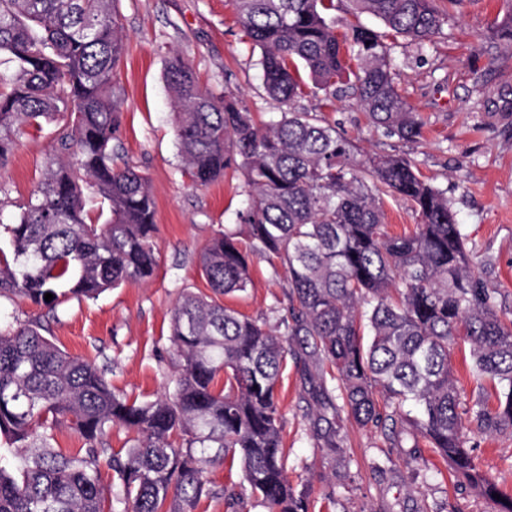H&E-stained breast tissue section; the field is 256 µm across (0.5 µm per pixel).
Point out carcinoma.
<instances>
[{
  "label": "carcinoma",
  "instance_id": "obj_1",
  "mask_svg": "<svg viewBox=\"0 0 512 512\" xmlns=\"http://www.w3.org/2000/svg\"><path fill=\"white\" fill-rule=\"evenodd\" d=\"M346 3L384 30L356 22L338 35L335 0H231L260 50L269 97L291 107L312 87L333 98L350 90L375 128L416 140L421 122L398 89L391 40H428L450 11L437 0ZM124 54L119 0H0V168L26 129L57 125L44 178L7 226L0 295L54 308L62 284L93 299L153 277L154 197L119 152ZM164 79L191 183L230 171L243 178L241 230L218 233L201 255L211 290L247 291L250 257L259 256L288 273L286 315L269 327L185 293L171 318L174 387L145 402L113 391L38 322L0 326V512H114L115 502L122 512H195L217 459L242 470L243 482L224 488L231 512H309L307 491L284 466L278 386L290 356L330 368L333 386L321 377L318 388L338 453L345 415L381 429L391 445L423 440L480 493H499L466 440L512 428V318L499 315L497 290L471 269L446 192L404 155L355 160L351 141L313 112L291 109L257 126L237 99L201 87L179 52ZM388 198L411 204L420 219L413 232L389 234ZM92 199L107 208L106 223L88 208ZM466 345L473 378L495 382L494 407L482 394L467 397L453 377L454 349ZM64 425L85 441L74 455L52 445ZM114 426L138 434L123 454L102 447ZM103 460L118 480L113 499Z\"/></svg>",
  "mask_w": 512,
  "mask_h": 512
}]
</instances>
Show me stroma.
Returning <instances> with one entry per match:
<instances>
[{
    "mask_svg": "<svg viewBox=\"0 0 512 512\" xmlns=\"http://www.w3.org/2000/svg\"><path fill=\"white\" fill-rule=\"evenodd\" d=\"M512 0H465L440 33L424 43L397 38L392 50L399 86L424 123L405 143L377 131L350 95L308 96L298 106L317 113L349 138L357 160L410 157L419 173L445 191L468 240L477 275L497 288L501 316L512 317V41L495 32ZM127 52L119 82L122 153L149 180L158 226L157 268L94 300L70 298L56 311L14 296L0 297V321L40 320L45 336L103 370L114 391L140 402L170 387L178 369L171 342L172 310L189 291L208 292L200 256L219 231L237 228L243 183L224 177L193 187L183 174L164 79L170 52L184 54L202 82L224 90L258 123L279 118L283 104L262 89L259 54L235 20L229 0H121ZM54 125L28 130L0 170V225L12 223L42 179L54 153ZM247 292L223 297L242 315L275 325L285 308L286 272L251 260ZM316 367L288 365L279 388L289 480L307 487L312 512H498L496 501L458 481L430 449L343 420L345 456L329 445L311 379ZM483 470L512 495V431L469 437ZM427 458L429 468L418 466Z\"/></svg>",
    "mask_w": 512,
    "mask_h": 512,
    "instance_id": "obj_1",
    "label": "stroma"
}]
</instances>
